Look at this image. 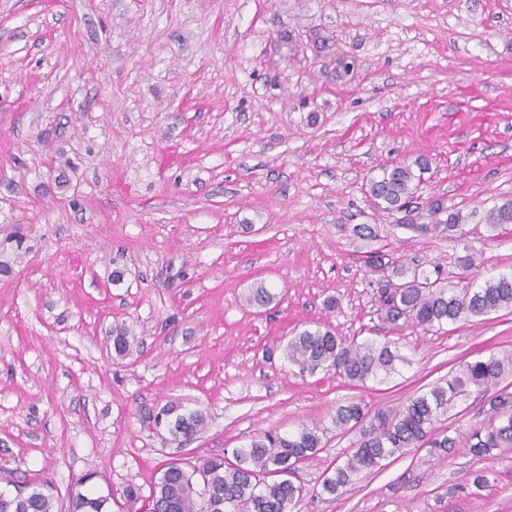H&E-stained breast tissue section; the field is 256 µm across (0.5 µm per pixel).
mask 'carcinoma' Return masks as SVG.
I'll return each mask as SVG.
<instances>
[{
  "instance_id": "carcinoma-1",
  "label": "carcinoma",
  "mask_w": 512,
  "mask_h": 512,
  "mask_svg": "<svg viewBox=\"0 0 512 512\" xmlns=\"http://www.w3.org/2000/svg\"><path fill=\"white\" fill-rule=\"evenodd\" d=\"M429 162L417 158L413 165H383L368 182L371 209L395 217L396 227L419 236L446 234L460 242L470 215L450 208L439 196L420 199L418 192ZM484 221L497 235H512V199L497 201L486 210ZM29 250L25 240L13 235L0 245V272L7 273ZM366 268L386 279L379 294L383 320L399 327L410 322L424 332L472 318L485 319L503 310L512 312V271L480 278L483 262L470 254L457 257L455 280L443 275L441 266L426 271L415 263L386 258L380 249L367 252ZM278 294L260 281L250 288L246 301L265 307ZM142 345L140 337L120 325L112 330V347L128 357ZM284 358L301 373H332L354 386L383 383L399 373L409 359L398 343L374 339L357 341L340 336L328 325L295 332L283 350ZM512 375V354H490L464 360L448 377L427 391L411 396L397 410H373L361 400L336 407L331 422L339 434L358 431L359 439L341 462H331L323 472L321 491L339 497L391 460L411 448H427L437 456L464 445L468 452L493 463L512 458V384L501 385ZM482 402L488 421L468 433L448 434L444 422L470 398ZM171 436L187 442L201 434L207 416L200 409L170 404L155 416ZM323 445L320 428L307 425L288 433L267 431L232 449L231 456L198 457L181 465L165 464L148 497V512H292L303 497L297 480L299 465L318 459ZM0 479L22 494L0 492V512H55L56 499L50 481L28 478L17 484L10 476ZM112 494L71 491L69 512H112Z\"/></svg>"
}]
</instances>
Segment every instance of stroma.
Masks as SVG:
<instances>
[{
    "label": "stroma",
    "mask_w": 512,
    "mask_h": 512,
    "mask_svg": "<svg viewBox=\"0 0 512 512\" xmlns=\"http://www.w3.org/2000/svg\"><path fill=\"white\" fill-rule=\"evenodd\" d=\"M418 157L423 196L469 214L465 245L369 210L368 178ZM510 196L512 0H0V240L30 246L0 274V471L49 480L58 512L82 478L112 512H146L168 460L318 425L294 512H512V461L462 447L319 493L357 439L331 431L337 404L394 410L464 358L512 352L505 310L389 330L352 227L427 268L482 254L486 277L512 269V236L490 238L484 202ZM260 279L282 297L262 313L245 301ZM315 323L411 363L364 387L299 373L282 347ZM117 324L142 337L134 356L115 355ZM170 403L206 430L180 443L143 423Z\"/></svg>",
    "instance_id": "1"
}]
</instances>
